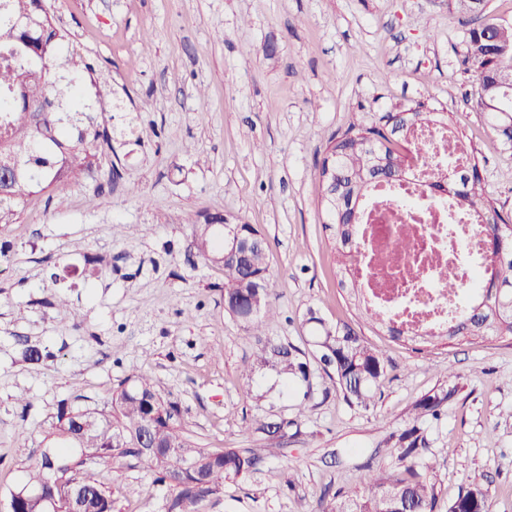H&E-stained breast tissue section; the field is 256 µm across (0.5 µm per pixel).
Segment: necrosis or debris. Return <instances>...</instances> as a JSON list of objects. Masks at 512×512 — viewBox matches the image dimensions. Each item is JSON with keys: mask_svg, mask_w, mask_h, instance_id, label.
I'll return each instance as SVG.
<instances>
[{"mask_svg": "<svg viewBox=\"0 0 512 512\" xmlns=\"http://www.w3.org/2000/svg\"><path fill=\"white\" fill-rule=\"evenodd\" d=\"M429 146V159L414 158L415 175L398 184H379L362 226L360 243L364 263L355 276L376 303L396 319H402L422 334L448 320V299L443 296L434 275L447 268L461 280H471L480 267L478 237L471 224H461L458 233L466 251H457L448 241V206L428 202L420 193L422 177L439 178L447 173L449 155L458 153L460 144L448 131L437 127L417 134ZM407 239L409 253H401L396 242Z\"/></svg>", "mask_w": 512, "mask_h": 512, "instance_id": "necrosis-or-debris-1", "label": "necrosis or debris"}]
</instances>
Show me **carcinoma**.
Masks as SVG:
<instances>
[{
    "instance_id": "obj_1",
    "label": "carcinoma",
    "mask_w": 512,
    "mask_h": 512,
    "mask_svg": "<svg viewBox=\"0 0 512 512\" xmlns=\"http://www.w3.org/2000/svg\"><path fill=\"white\" fill-rule=\"evenodd\" d=\"M472 27L467 39V60L477 84L475 108L485 111L482 89L494 84L496 76L512 72V22L484 15L483 8L468 5ZM65 34L44 9L42 0H0V165L18 167L13 187L0 192V224H10L23 207L24 199L93 167L99 150L112 148V134L98 123L92 109L110 97L106 85L96 87L95 99L84 96L82 84L92 68L80 55H64ZM503 111L487 113L490 126L504 147L512 150V95L502 102ZM448 125V116L434 113L419 101L399 111L386 112L366 125H350L330 138L328 153L317 168L316 179L336 181L342 202L324 200L325 229L331 232L338 253L339 285L363 323L385 333L393 341L405 340L418 346L487 336L512 335V223L484 196L478 165L464 156L462 169L450 179L428 184L433 202H448L456 220L476 224L481 241L490 246L483 260V275L477 291L467 294L465 283L443 275L438 285L443 293L461 302L448 324L430 336H417L382 309L370 308L354 278L361 265L358 236L360 204L376 182H397L409 153L413 129ZM241 237L250 241L237 253L224 252V237L203 224L195 225L191 246L205 260L223 259L224 307L237 317L251 336L262 335L263 319L276 314L271 288L264 289L263 312L251 315L245 295L257 284H269L266 265L267 240L251 224L238 225ZM320 326L315 341L316 363L351 406L367 408L382 387L388 363L376 347L348 324L331 327L312 315ZM257 361L272 366L285 376V384L300 382L312 387V368L302 352L281 342L267 341L257 352ZM452 392L443 388L425 395L414 405V416L405 427L388 436L384 451L405 463L404 472L386 476L381 469L371 474L360 491L338 489L321 494L313 512H438L435 484L427 476L433 469L423 456L428 448L424 424L439 420ZM304 402L296 418L278 423L255 419L247 425L271 448L288 435L307 409ZM179 403L162 397L154 381L145 375L127 378L113 392L110 407L75 410L58 404L56 423L46 435L51 453H42L27 472V485L41 487L57 499L59 512H68L73 490L83 494L85 512H112V489L88 475L90 460L131 457L170 488L161 512H204L206 503L224 488V482L243 480L262 462L256 448H226L214 453L196 446L178 423ZM154 426L160 454L136 450V434L145 424ZM57 472L50 478L51 472ZM8 512H43L44 503L35 497L10 498ZM489 488L474 482L448 504L447 512H489Z\"/></svg>"
}]
</instances>
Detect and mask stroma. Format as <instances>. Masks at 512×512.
Segmentation results:
<instances>
[{"label": "stroma", "instance_id": "obj_1", "mask_svg": "<svg viewBox=\"0 0 512 512\" xmlns=\"http://www.w3.org/2000/svg\"><path fill=\"white\" fill-rule=\"evenodd\" d=\"M112 88L98 106L112 149L88 173L26 197L0 225V512L42 450L59 402L106 408L152 377L199 447L262 448L256 417L298 419L262 470L228 482L206 512H310L325 489L362 488L414 404L454 395L427 423L440 506L471 482L512 512V336L417 346L363 330L391 363L369 409L313 378L310 409L260 366L224 309V269L192 247L197 213L240 215L267 239L277 314L267 337L313 359L318 322L356 324L336 277L316 180L329 139L417 101L444 112L512 217V150L472 105L469 16L458 0H43ZM112 258L99 270L97 255ZM69 307L61 309L58 298ZM317 322H310V315ZM39 347L41 361L22 356ZM27 402H20L19 394ZM286 468L291 479L272 481ZM113 512H160L167 488L134 461L90 464Z\"/></svg>", "mask_w": 512, "mask_h": 512}]
</instances>
